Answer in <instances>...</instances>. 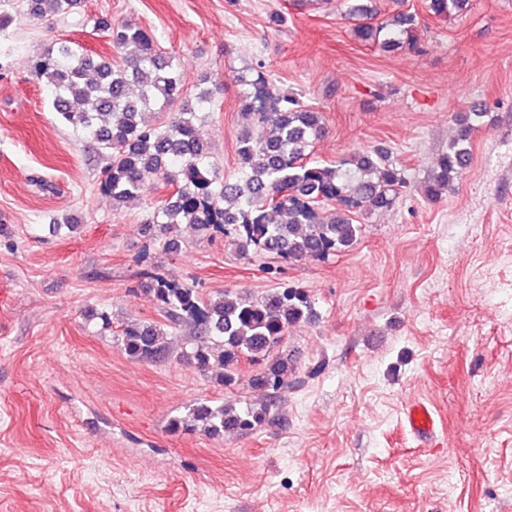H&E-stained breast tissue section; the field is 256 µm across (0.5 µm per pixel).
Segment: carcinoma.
I'll return each mask as SVG.
<instances>
[{
    "label": "carcinoma",
    "instance_id": "obj_1",
    "mask_svg": "<svg viewBox=\"0 0 512 512\" xmlns=\"http://www.w3.org/2000/svg\"><path fill=\"white\" fill-rule=\"evenodd\" d=\"M347 2L359 40L383 49L413 40L414 17L396 15L374 24L373 0ZM465 2L429 0L428 8L436 16H446ZM80 4L81 0H25V11L36 19L70 15ZM13 22L14 15L3 5L0 70L11 52L7 40ZM93 28L122 55L123 65L115 66L59 38L35 59L33 75L45 82L55 119L81 130L93 153L110 156L99 185L112 197L113 208L138 198L140 185L148 178L175 187L148 219L165 235V250H178L174 228L189 224L205 236L223 234L243 257L266 252L289 262L325 260L358 241L362 225L354 223L351 214L385 209L408 187L404 170L384 152H356L336 164L315 160V144L327 133L322 113L277 93L261 71L251 80L237 77V82L250 86L239 103L253 125L238 141L242 177H222L197 131L208 115L212 93L202 91L195 100H187L183 74L157 48L149 31L107 17L96 18ZM180 100L182 107L167 120L152 119L171 112ZM481 117L480 112L458 116L456 136L423 185L427 199L436 200L454 188L470 161L469 141ZM144 291L152 296L162 321L135 320L120 326L118 341L129 358L168 359L175 331L189 327L193 336L182 347L181 357L225 388L241 382L240 365L247 360L256 366L247 384L262 395L239 405L199 401L185 415L173 418L169 429L215 437L248 434L268 423L274 394L288 385L293 373V366L274 350L290 327L314 315L308 291L287 286L257 297L226 290L205 298L193 284L154 275Z\"/></svg>",
    "mask_w": 512,
    "mask_h": 512
}]
</instances>
